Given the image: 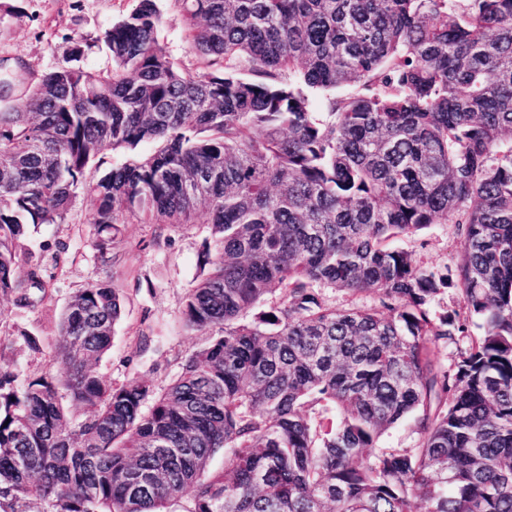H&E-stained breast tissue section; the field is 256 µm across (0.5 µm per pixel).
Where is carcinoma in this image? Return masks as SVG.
Here are the masks:
<instances>
[{"instance_id": "1", "label": "carcinoma", "mask_w": 512, "mask_h": 512, "mask_svg": "<svg viewBox=\"0 0 512 512\" xmlns=\"http://www.w3.org/2000/svg\"><path fill=\"white\" fill-rule=\"evenodd\" d=\"M171 2L191 66L135 0L104 34L112 67L70 64L91 48L75 36L19 93L0 72V295L48 297L20 242L82 190L102 257L122 224L211 225L182 311L208 340L160 391L112 386L92 365L120 289L74 293L53 365L0 366V512H168L188 492L185 512H512V0ZM431 224L463 240L454 266L393 246ZM413 413L417 447L377 448Z\"/></svg>"}]
</instances>
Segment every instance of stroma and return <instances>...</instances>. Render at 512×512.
I'll return each instance as SVG.
<instances>
[{
	"label": "stroma",
	"mask_w": 512,
	"mask_h": 512,
	"mask_svg": "<svg viewBox=\"0 0 512 512\" xmlns=\"http://www.w3.org/2000/svg\"><path fill=\"white\" fill-rule=\"evenodd\" d=\"M134 0H0V65L25 66L26 84L64 62L70 39L81 35L93 46L86 67L102 70L112 61L101 43L103 32L126 15ZM159 43L175 61L190 60L184 22L170 0H161ZM93 208L90 196L78 195L67 224L31 230L26 248L42 251L51 277V294L36 309L14 306L0 296V364L33 375L49 367L60 316L73 293L88 281L113 277L124 297L122 318L112 344L94 371L107 383L122 386L135 379L166 387L184 358L201 347L205 336L182 326L185 299L200 278L201 252L210 238L206 224L159 227L126 224L113 240V262L103 265L90 245L83 219ZM428 266L454 263L463 242L452 225L433 224L401 240Z\"/></svg>",
	"instance_id": "35a3bbf8"
}]
</instances>
